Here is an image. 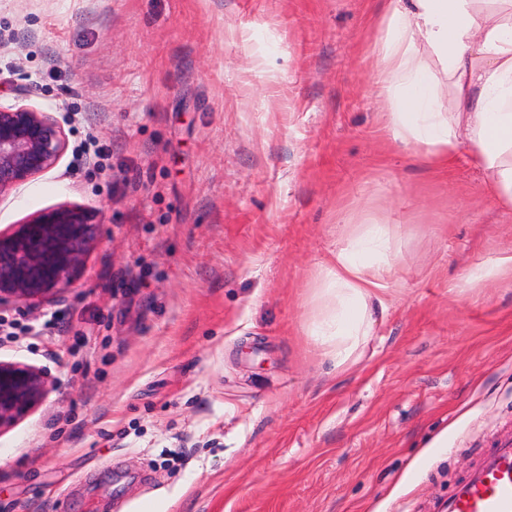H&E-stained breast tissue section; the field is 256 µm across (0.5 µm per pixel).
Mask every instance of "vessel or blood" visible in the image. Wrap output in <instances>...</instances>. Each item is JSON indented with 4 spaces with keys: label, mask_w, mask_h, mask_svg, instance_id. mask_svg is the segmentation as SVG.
I'll return each instance as SVG.
<instances>
[{
    "label": "vessel or blood",
    "mask_w": 512,
    "mask_h": 512,
    "mask_svg": "<svg viewBox=\"0 0 512 512\" xmlns=\"http://www.w3.org/2000/svg\"><path fill=\"white\" fill-rule=\"evenodd\" d=\"M444 512H512V442L484 455L459 483Z\"/></svg>",
    "instance_id": "1"
}]
</instances>
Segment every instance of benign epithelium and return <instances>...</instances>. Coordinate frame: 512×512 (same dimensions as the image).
<instances>
[{"mask_svg": "<svg viewBox=\"0 0 512 512\" xmlns=\"http://www.w3.org/2000/svg\"><path fill=\"white\" fill-rule=\"evenodd\" d=\"M67 147L50 113L0 103V196L52 169ZM97 236L82 210L44 211L0 230V304L41 298L69 286ZM43 372L0 361V429L14 424L45 395Z\"/></svg>", "mask_w": 512, "mask_h": 512, "instance_id": "benign-epithelium-1", "label": "benign epithelium"}]
</instances>
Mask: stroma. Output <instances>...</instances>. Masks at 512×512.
I'll return each instance as SVG.
<instances>
[{"mask_svg": "<svg viewBox=\"0 0 512 512\" xmlns=\"http://www.w3.org/2000/svg\"><path fill=\"white\" fill-rule=\"evenodd\" d=\"M375 0H0V102L67 150L0 196L97 238L69 288L0 304L42 371L0 430V512H440L512 439V208L461 146L395 140ZM358 224L399 273L361 356L306 325Z\"/></svg>", "mask_w": 512, "mask_h": 512, "instance_id": "1", "label": "stroma"}]
</instances>
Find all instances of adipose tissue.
Listing matches in <instances>:
<instances>
[{"label":"adipose tissue","mask_w":512,"mask_h":512,"mask_svg":"<svg viewBox=\"0 0 512 512\" xmlns=\"http://www.w3.org/2000/svg\"><path fill=\"white\" fill-rule=\"evenodd\" d=\"M378 81L390 93L394 139L425 146L452 167L462 144L486 172L492 193L512 206V0H378ZM424 44L431 71L415 54ZM448 107L436 104L439 79ZM396 274L382 225L368 224L321 272L320 307L306 328L323 362L343 371L372 336L375 303Z\"/></svg>","instance_id":"ef3b65f1"}]
</instances>
